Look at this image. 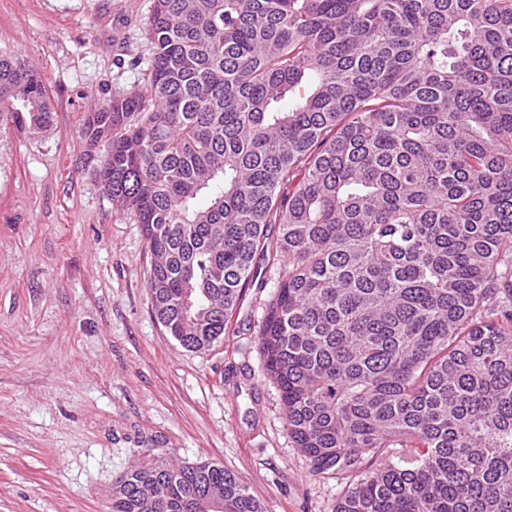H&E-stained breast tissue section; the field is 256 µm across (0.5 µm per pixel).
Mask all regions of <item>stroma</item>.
<instances>
[{
    "label": "stroma",
    "mask_w": 512,
    "mask_h": 512,
    "mask_svg": "<svg viewBox=\"0 0 512 512\" xmlns=\"http://www.w3.org/2000/svg\"><path fill=\"white\" fill-rule=\"evenodd\" d=\"M152 0H0V48L41 73L53 113L0 131V512H108L146 449L223 464L265 512H334L263 374L257 331L278 269L255 257L224 336L190 351L152 313L151 256L83 167V113L139 72Z\"/></svg>",
    "instance_id": "obj_1"
}]
</instances>
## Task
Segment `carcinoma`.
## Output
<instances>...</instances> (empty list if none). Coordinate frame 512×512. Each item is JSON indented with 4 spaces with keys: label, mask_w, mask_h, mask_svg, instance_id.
I'll use <instances>...</instances> for the list:
<instances>
[{
    "label": "carcinoma",
    "mask_w": 512,
    "mask_h": 512,
    "mask_svg": "<svg viewBox=\"0 0 512 512\" xmlns=\"http://www.w3.org/2000/svg\"><path fill=\"white\" fill-rule=\"evenodd\" d=\"M143 33L140 82L80 134L168 335L212 346L276 261L263 372L335 512H512V0H153ZM51 121L0 49V129ZM212 498L264 512L224 465L148 452L110 512Z\"/></svg>",
    "instance_id": "cac0c4a2"
}]
</instances>
